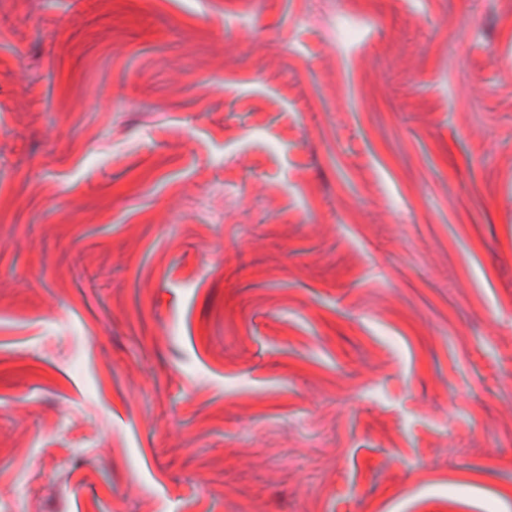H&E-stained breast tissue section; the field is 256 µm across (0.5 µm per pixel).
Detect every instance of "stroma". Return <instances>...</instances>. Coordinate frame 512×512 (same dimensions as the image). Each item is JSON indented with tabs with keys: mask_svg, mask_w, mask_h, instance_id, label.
<instances>
[{
	"mask_svg": "<svg viewBox=\"0 0 512 512\" xmlns=\"http://www.w3.org/2000/svg\"><path fill=\"white\" fill-rule=\"evenodd\" d=\"M0 512H512L500 0H0Z\"/></svg>",
	"mask_w": 512,
	"mask_h": 512,
	"instance_id": "35a3bbf8",
	"label": "stroma"
}]
</instances>
